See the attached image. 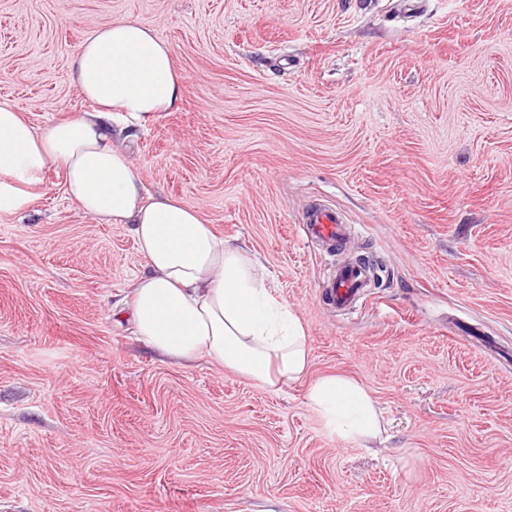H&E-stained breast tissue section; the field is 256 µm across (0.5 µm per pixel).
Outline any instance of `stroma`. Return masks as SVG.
I'll return each instance as SVG.
<instances>
[{
	"label": "stroma",
	"mask_w": 512,
	"mask_h": 512,
	"mask_svg": "<svg viewBox=\"0 0 512 512\" xmlns=\"http://www.w3.org/2000/svg\"><path fill=\"white\" fill-rule=\"evenodd\" d=\"M132 18L166 41L177 109L124 146L146 188L245 244L304 327L311 377L376 398L381 439L132 335L146 260L50 165L0 214V512H512V0H0V101L88 112L69 62ZM338 210L325 253L299 226ZM382 258L356 306L336 264ZM299 227L308 239L320 242L332 251L347 238V227L341 213L323 204L311 206Z\"/></svg>",
	"instance_id": "obj_1"
}]
</instances>
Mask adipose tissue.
Listing matches in <instances>:
<instances>
[{"mask_svg":"<svg viewBox=\"0 0 512 512\" xmlns=\"http://www.w3.org/2000/svg\"><path fill=\"white\" fill-rule=\"evenodd\" d=\"M70 79L94 109L34 129L0 103V213L19 212L49 165L64 173L67 195L86 214L130 225L147 270L134 283L132 323L158 353L213 364L275 389L309 380L307 399L328 434L367 442L383 432L369 390L344 374L309 379L306 333L275 295L257 257L218 235L195 208L143 182L115 145V115L148 117L174 109L182 83L172 52L149 25L112 21L87 37Z\"/></svg>","mask_w":512,"mask_h":512,"instance_id":"1","label":"adipose tissue"}]
</instances>
